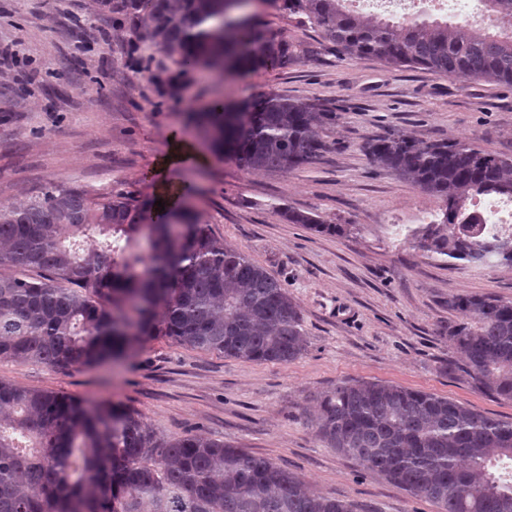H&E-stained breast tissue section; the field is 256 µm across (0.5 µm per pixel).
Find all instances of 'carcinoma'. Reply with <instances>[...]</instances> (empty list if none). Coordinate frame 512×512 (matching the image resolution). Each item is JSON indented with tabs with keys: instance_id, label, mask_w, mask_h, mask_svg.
Returning <instances> with one entry per match:
<instances>
[{
	"instance_id": "obj_1",
	"label": "carcinoma",
	"mask_w": 512,
	"mask_h": 512,
	"mask_svg": "<svg viewBox=\"0 0 512 512\" xmlns=\"http://www.w3.org/2000/svg\"><path fill=\"white\" fill-rule=\"evenodd\" d=\"M144 21V40L198 67L230 61L284 68L298 46L252 23V0H99ZM342 55L397 68L512 87V0H482L492 23L395 22L351 13L346 0H284ZM209 27H204V24ZM336 113L268 93L198 118L216 151L246 170L288 172L324 156ZM364 153L444 203L439 221L408 242L450 263L512 266V233L471 200L512 201V157L461 140L389 134ZM153 202L95 197L51 183L0 204V359L60 370L120 358L168 336L229 358L288 364L307 347L298 305L267 269L216 238L181 206L160 222ZM291 224L340 237L292 207ZM455 368L478 390L512 401V301L462 294L448 301ZM305 414L315 436L383 474L439 512H512V420L434 393L379 381L341 382ZM0 512H354L267 459L201 435H158L121 402L72 398L0 381Z\"/></svg>"
}]
</instances>
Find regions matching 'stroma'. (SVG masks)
I'll use <instances>...</instances> for the list:
<instances>
[{"label": "stroma", "mask_w": 512, "mask_h": 512, "mask_svg": "<svg viewBox=\"0 0 512 512\" xmlns=\"http://www.w3.org/2000/svg\"><path fill=\"white\" fill-rule=\"evenodd\" d=\"M260 28L302 46L285 68L206 75L151 45L129 55L143 27L97 0H0V49L28 62L0 71V204L16 205L51 183L92 195L154 196L150 173L171 133L194 138L191 114L215 101L276 92L334 110L322 161L281 172L249 171L209 154L176 177L212 234L263 265L297 303L308 346L287 364L191 349L166 336L126 360L62 371L0 360V380L85 399L119 400L159 435L200 434L265 458L356 512H436L384 476L324 447L304 413L336 383L383 381L431 392L503 420L512 402L489 398L451 368L444 328L461 320V294L512 300V267L448 265L404 237L441 217L443 203L362 146L386 133L419 140L465 138L512 156V88L377 58L330 51L283 0H254ZM294 207L327 224H357L339 237L286 221Z\"/></svg>", "instance_id": "35a3bbf8"}]
</instances>
